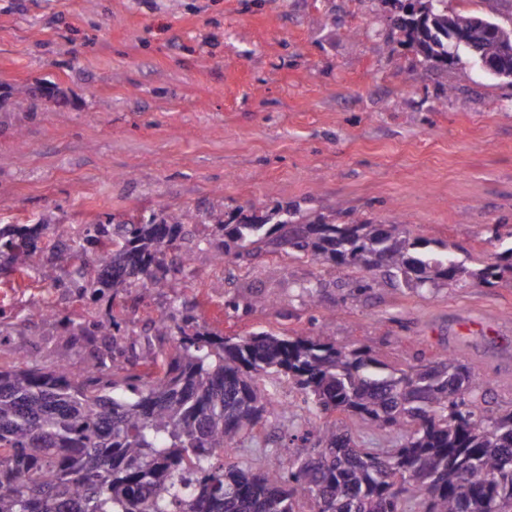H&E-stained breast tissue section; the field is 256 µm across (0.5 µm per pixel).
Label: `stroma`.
Here are the masks:
<instances>
[{"instance_id":"stroma-1","label":"stroma","mask_w":512,"mask_h":512,"mask_svg":"<svg viewBox=\"0 0 512 512\" xmlns=\"http://www.w3.org/2000/svg\"><path fill=\"white\" fill-rule=\"evenodd\" d=\"M424 69L379 0H0V85L57 83L61 104L0 110V225H54L74 243L80 226L136 219L161 206L244 208L269 199L310 214L342 208L412 237L452 245L467 264L493 261L489 224L512 225V82L471 67ZM211 227L199 224L193 275L174 292L119 302L125 355L162 346L149 320L178 304L221 336L328 321L329 342L362 348L387 365L433 364L467 321L493 324L460 360L496 375L492 408H512V283L420 292L386 286L350 301L360 273L281 253L223 269ZM321 282L316 307L300 285ZM245 288L269 297L232 312ZM15 319L0 351L81 361L109 340L69 344L55 320L107 319L111 299L47 289L36 278H1ZM54 322L35 315L38 304ZM275 407L255 438L224 459L276 467L294 447L288 424L314 416L287 379L269 382Z\"/></svg>"}]
</instances>
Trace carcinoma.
I'll return each instance as SVG.
<instances>
[{"instance_id": "cac0c4a2", "label": "carcinoma", "mask_w": 512, "mask_h": 512, "mask_svg": "<svg viewBox=\"0 0 512 512\" xmlns=\"http://www.w3.org/2000/svg\"><path fill=\"white\" fill-rule=\"evenodd\" d=\"M392 4V27L424 66L448 63L454 36L483 28L484 55L512 48V28L486 17L450 13L445 0ZM35 98L30 85L0 92V106ZM340 211L310 216L275 202L259 215L210 210L224 265L265 248L307 256L370 277L349 292L400 280L423 290L446 282L493 285L512 280V247L471 269L451 252L427 248L403 224ZM158 222L83 224V245L55 241L39 270L49 288L117 300L130 289L163 293L194 261L199 214L167 206ZM49 224L0 227V274H28ZM225 302L264 305L263 296ZM125 309L96 332L112 349L83 364L19 360L0 364V512H512V409L490 407L496 378L462 362L453 347L439 361L390 368L360 348L325 341L326 323L290 336L261 331L224 337L152 322L172 343L141 362L122 358ZM285 376L321 421L290 434L288 465L256 469L224 463V449L251 435L274 409L261 381ZM334 414L386 436L365 448Z\"/></svg>"}]
</instances>
